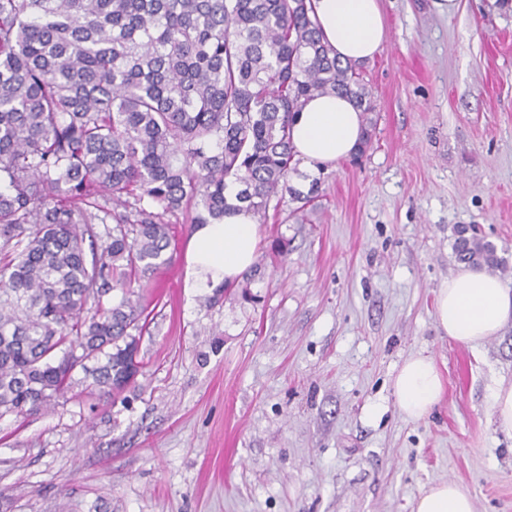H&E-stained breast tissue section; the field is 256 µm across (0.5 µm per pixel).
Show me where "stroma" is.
Listing matches in <instances>:
<instances>
[{
	"label": "stroma",
	"mask_w": 512,
	"mask_h": 512,
	"mask_svg": "<svg viewBox=\"0 0 512 512\" xmlns=\"http://www.w3.org/2000/svg\"><path fill=\"white\" fill-rule=\"evenodd\" d=\"M380 6L366 152L290 172L314 201L283 195L223 286L188 287L190 215L166 214L168 262L131 284L137 375L0 417V512H415L448 480L474 512H512V436L490 403L512 384V322L474 349L435 321L458 226L494 244L512 287V8ZM417 353L445 392L411 420L391 378Z\"/></svg>",
	"instance_id": "1"
}]
</instances>
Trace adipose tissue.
<instances>
[{
	"label": "adipose tissue",
	"instance_id": "adipose-tissue-1",
	"mask_svg": "<svg viewBox=\"0 0 512 512\" xmlns=\"http://www.w3.org/2000/svg\"><path fill=\"white\" fill-rule=\"evenodd\" d=\"M324 41L338 59L363 64L386 40L379 0H314ZM365 120L342 95L314 96L295 118L292 143L306 167L332 165L355 154ZM259 226L252 213L236 210L214 224L196 225L188 242L186 278L206 288L235 280L256 258ZM435 321L448 338L478 347L512 321V289L484 272L464 268L437 291ZM401 413L410 419L428 415L440 403L444 381L432 357L406 358L392 381ZM415 512H474L470 492L443 481L424 489Z\"/></svg>",
	"mask_w": 512,
	"mask_h": 512
}]
</instances>
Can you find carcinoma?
Here are the masks:
<instances>
[{
	"mask_svg": "<svg viewBox=\"0 0 512 512\" xmlns=\"http://www.w3.org/2000/svg\"><path fill=\"white\" fill-rule=\"evenodd\" d=\"M331 93L372 126L313 0H0V417L47 408L77 369L121 392L142 330L129 284L167 262L163 213L266 219L295 116ZM455 249L506 272L476 236Z\"/></svg>",
	"mask_w": 512,
	"mask_h": 512,
	"instance_id": "obj_1",
	"label": "carcinoma"
}]
</instances>
